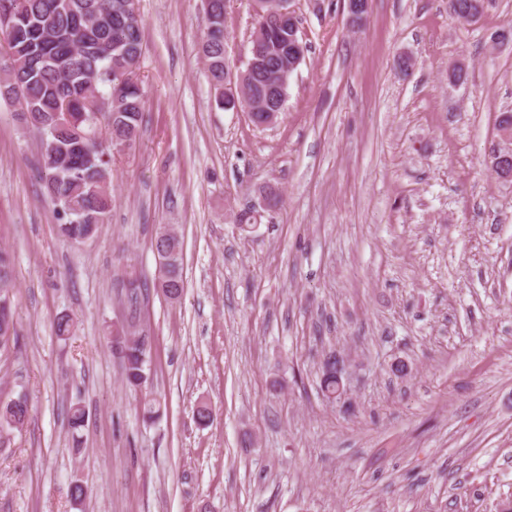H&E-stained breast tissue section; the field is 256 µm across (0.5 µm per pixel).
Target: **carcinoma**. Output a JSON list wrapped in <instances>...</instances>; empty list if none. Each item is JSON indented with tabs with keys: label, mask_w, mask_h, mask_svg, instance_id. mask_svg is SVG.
<instances>
[{
	"label": "carcinoma",
	"mask_w": 512,
	"mask_h": 512,
	"mask_svg": "<svg viewBox=\"0 0 512 512\" xmlns=\"http://www.w3.org/2000/svg\"><path fill=\"white\" fill-rule=\"evenodd\" d=\"M213 19H204L200 53L215 91V106L224 109L225 0H211ZM16 31L0 22V50L13 62L0 67V100L20 106L19 119L42 135L40 164L44 194L67 220L56 225L63 240L97 234L112 209L110 161L103 143L87 138L90 131L74 127L62 115L88 112L100 94L97 111L104 113L107 141L139 136L145 95L133 60L143 54L142 20L124 8L123 0H0ZM127 76L118 107H113L112 75ZM154 246L168 253L167 270L153 288L169 300L184 289L182 248L166 226L158 227ZM13 257L0 249V302L9 301ZM126 382L145 380V338L122 332L112 337ZM324 393L336 392V357L323 366ZM27 400L0 402V427L19 429L28 419Z\"/></svg>",
	"instance_id": "cac0c4a2"
}]
</instances>
